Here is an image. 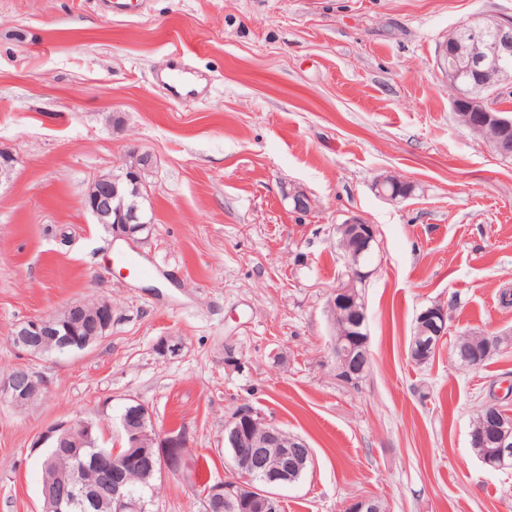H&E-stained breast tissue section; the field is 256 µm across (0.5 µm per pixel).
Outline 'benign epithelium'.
Instances as JSON below:
<instances>
[{"label": "benign epithelium", "instance_id": "7a95c632", "mask_svg": "<svg viewBox=\"0 0 512 512\" xmlns=\"http://www.w3.org/2000/svg\"><path fill=\"white\" fill-rule=\"evenodd\" d=\"M438 62L448 86L453 89L452 103L463 101L466 107L458 111L470 131L487 128L494 133L491 140L493 151L503 157L512 155V138L507 130L512 128L508 110L491 102L490 90L502 91L512 87V18L484 17L475 20L462 34L456 30L448 33L440 45ZM140 169L127 166L118 175L93 177L84 196V207L99 224L107 225L112 236L128 242H138L137 233L150 228L145 220L143 207L138 200ZM409 184V181L393 174L379 176L373 189L378 196L391 201L397 197L384 191L387 185ZM336 237L343 250L345 270L341 281L333 289L327 307L334 323L331 351L336 361V371L349 381L363 377L370 367L368 338L352 341L356 330L364 323L363 299L360 286L371 276V256L377 240L375 225L360 216H352L336 225ZM105 310L99 325L100 335L87 339L96 343L108 336L112 329V306L99 302ZM418 332L410 344V355L419 358L428 353L448 331V311L434 305L417 315ZM78 335L75 326L66 324L58 317L39 316L17 324L12 333L13 345L31 356H36L48 344L58 352L69 350L71 337ZM491 343H485L476 353L457 359L467 367H480L491 352ZM43 379L27 367L0 378V399L17 405L42 392ZM253 412L242 407L232 416L225 427L231 448L232 477L218 482L202 492L204 502L233 505L239 512H273L277 497L275 490L288 486L289 473L304 464H314L312 449L300 438L285 434L278 426L265 423L258 431L252 418ZM152 417L149 406L137 399L131 400L122 416L121 425L131 448L143 446L149 438L159 443V453L151 468L166 470L171 474L189 479L191 464L184 454L187 442L184 432L147 431L148 418ZM483 438L494 445L493 458L505 463L512 458V411L492 401L485 405L482 418ZM95 423L89 418H76L48 426L36 440V446L66 448L87 441ZM112 512H143L141 500L136 498L119 478L112 484ZM348 512H382L380 504L370 497L354 500Z\"/></svg>", "mask_w": 512, "mask_h": 512}]
</instances>
